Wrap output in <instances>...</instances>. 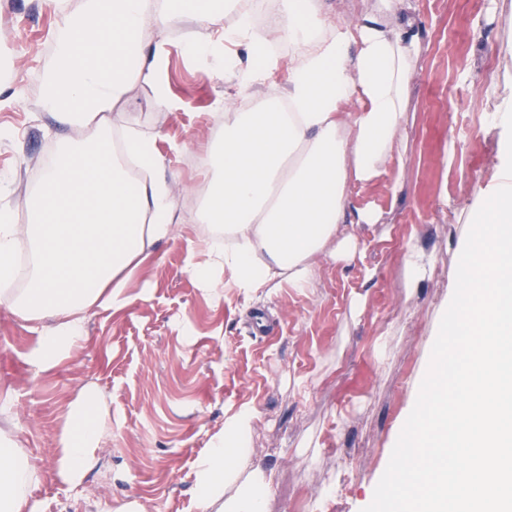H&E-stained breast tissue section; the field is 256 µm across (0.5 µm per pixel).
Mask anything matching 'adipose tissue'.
Returning <instances> with one entry per match:
<instances>
[{
    "label": "adipose tissue",
    "instance_id": "1",
    "mask_svg": "<svg viewBox=\"0 0 512 512\" xmlns=\"http://www.w3.org/2000/svg\"><path fill=\"white\" fill-rule=\"evenodd\" d=\"M405 4L376 0L373 14L348 22L331 19L319 0H283L281 20L267 27L255 25L242 0H186L178 11L165 0H82L64 14L41 107L66 133L25 202L29 223L0 208V305L32 324L30 362L53 368L86 341L94 310L129 306L128 283L176 234L177 204L155 136L130 129L119 142L110 138L134 84L151 88L155 107L170 105L155 32L190 23L187 50L216 63L224 42L245 46L228 79L260 104L225 113L224 138L205 153L217 176L199 218L213 229L191 271L213 296L229 287L254 295L284 282L310 287L325 254L341 261L354 248L342 225L377 222L376 210L349 199L395 157L422 55L418 35L396 24ZM229 15L235 24L214 39ZM281 41L288 81L269 92ZM257 417L242 407L199 461L201 512H264L265 473L248 465ZM110 435L99 394L84 390L68 412L59 477L82 482ZM40 480L16 435L1 430L0 512H34L30 492ZM234 482L238 492L225 496Z\"/></svg>",
    "mask_w": 512,
    "mask_h": 512
}]
</instances>
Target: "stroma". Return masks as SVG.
Returning <instances> with one entry per match:
<instances>
[{"instance_id":"stroma-1","label":"stroma","mask_w":512,"mask_h":512,"mask_svg":"<svg viewBox=\"0 0 512 512\" xmlns=\"http://www.w3.org/2000/svg\"><path fill=\"white\" fill-rule=\"evenodd\" d=\"M423 42L400 133L404 168L355 187L353 206L375 208L353 227L345 261L325 256L311 287L281 284L217 299L189 270L207 227L195 220L208 183L201 157L221 135L220 115L253 108L184 47L186 25L164 39L171 98L155 108L134 86L125 122L154 134L173 186L178 236L159 244L127 292L132 304L98 310L89 339L42 372L28 362L37 335L0 306V394L11 393L18 437L42 469L35 512H201L199 460L245 405L259 418L250 467L272 472L265 512H363L383 475L399 428L414 407L441 317L453 295L460 253L495 173L500 131L490 123L512 95V0H408ZM59 18L42 0H0V206L25 224L59 130L41 110L54 64ZM427 270L412 278L406 259ZM276 321L274 335L246 321ZM101 397L112 439L96 450L76 486L56 476L69 408L85 387Z\"/></svg>"}]
</instances>
